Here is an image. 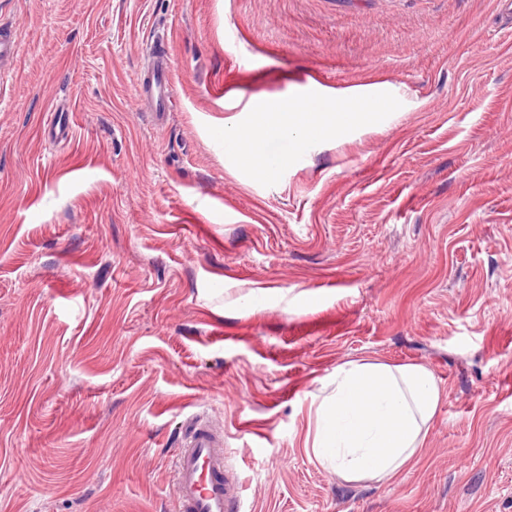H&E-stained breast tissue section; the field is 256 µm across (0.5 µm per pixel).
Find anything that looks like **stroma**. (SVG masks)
I'll return each instance as SVG.
<instances>
[{"instance_id":"obj_1","label":"stroma","mask_w":512,"mask_h":512,"mask_svg":"<svg viewBox=\"0 0 512 512\" xmlns=\"http://www.w3.org/2000/svg\"><path fill=\"white\" fill-rule=\"evenodd\" d=\"M506 0H0V512H171L184 418L224 425L246 512H512ZM173 108L141 111L146 45ZM357 90L375 124L275 181L224 119ZM64 113L65 134L49 131ZM444 390L417 463L304 450L346 362Z\"/></svg>"}]
</instances>
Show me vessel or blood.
I'll return each mask as SVG.
<instances>
[{"mask_svg":"<svg viewBox=\"0 0 512 512\" xmlns=\"http://www.w3.org/2000/svg\"><path fill=\"white\" fill-rule=\"evenodd\" d=\"M137 100L143 111L162 119L170 111L173 61L150 45L142 65ZM245 488L224 461V431L208 414L186 419L182 445L174 460V512H245Z\"/></svg>","mask_w":512,"mask_h":512,"instance_id":"1","label":"vessel or blood"}]
</instances>
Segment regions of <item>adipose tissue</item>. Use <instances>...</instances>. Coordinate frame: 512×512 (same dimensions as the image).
<instances>
[{"label":"adipose tissue","instance_id":"adipose-tissue-1","mask_svg":"<svg viewBox=\"0 0 512 512\" xmlns=\"http://www.w3.org/2000/svg\"><path fill=\"white\" fill-rule=\"evenodd\" d=\"M381 117L380 104L352 92L275 100L224 121V149L255 178L274 180L290 151L341 136ZM316 409L310 452L344 483L393 482L421 454L441 388L425 365L361 359L339 365Z\"/></svg>","mask_w":512,"mask_h":512}]
</instances>
